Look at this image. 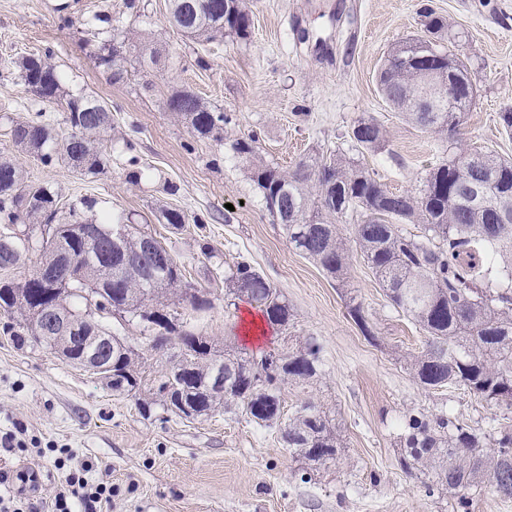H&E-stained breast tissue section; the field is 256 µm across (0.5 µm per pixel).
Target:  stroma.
<instances>
[{"label": "stroma", "mask_w": 512, "mask_h": 512, "mask_svg": "<svg viewBox=\"0 0 512 512\" xmlns=\"http://www.w3.org/2000/svg\"><path fill=\"white\" fill-rule=\"evenodd\" d=\"M170 0H0V150L12 147L10 120L67 130L62 107H35L13 62L51 51L73 95L92 93L112 110L109 163L86 176L65 163L45 165L25 153L16 160L29 180L63 198L85 195L88 218L118 212L146 225L185 270L186 289L207 292L191 310L185 292L169 301L183 330L209 337L218 349L260 355L283 337H314L320 371L282 387L285 412L306 402L334 416L344 441L336 462L306 472L281 438L244 414L216 411L185 420L149 392L120 394L96 375L62 361L48 348L0 332V431L22 429L39 447L0 455V470L27 471L20 485L26 512H48L60 491L57 448L94 462L91 477L112 484L96 512H458L453 495H429L423 475L399 466L401 420L409 413L448 411L473 426L512 430V412L454 386L425 390L406 366L424 333L388 301L359 252L349 255V288L291 248L273 223L236 140L255 137L259 158L288 170L303 158L342 154L373 172L388 189L416 188L448 158V141L405 121L384 99L379 72L393 47L425 32L423 8L446 18L451 44L469 67L473 103L461 125L462 148L512 158V135L498 114L512 107V0H253L249 39L197 42L168 22ZM99 11L156 48L154 64L126 62L112 82L93 55L98 38L80 18ZM72 25H64V17ZM189 90L229 124L201 136L165 103ZM363 117L385 130L382 145L358 151L352 129ZM194 216L182 229L160 221L162 209ZM247 261L287 299V333L265 328L256 303L230 300L224 273ZM355 290L372 328L364 336L346 305ZM109 333L146 353L147 375L168 365L152 349L141 318L103 316Z\"/></svg>", "instance_id": "1"}]
</instances>
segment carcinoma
Listing matches in <instances>:
<instances>
[{
  "label": "carcinoma",
  "mask_w": 512,
  "mask_h": 512,
  "mask_svg": "<svg viewBox=\"0 0 512 512\" xmlns=\"http://www.w3.org/2000/svg\"><path fill=\"white\" fill-rule=\"evenodd\" d=\"M181 32L193 40L212 41L226 35L246 39L250 35L249 0H171ZM79 23L103 35L94 57L114 82L125 77L123 53L140 48L131 33L112 24L105 13L84 17ZM456 70L453 97L437 95L433 111L422 112L417 99L426 70ZM17 67L27 91L39 101L66 106L68 132L33 121L15 120L10 130L17 133L13 147L39 159L43 164L61 160L72 168L95 174L110 155L104 136L112 129V112H88L98 99L90 94H65L64 85L51 54L22 57ZM385 99L403 118L425 130L444 134L454 144L464 111L472 102L468 68L460 58L427 40H413L388 56L379 74ZM167 109L184 119L200 135L220 133L228 122L222 112L208 108L194 93L180 90L167 101ZM365 150L378 148L383 129L372 118H362ZM256 137L238 140L233 149L247 165L252 181L260 190L265 208L276 224L284 226L289 245L312 260L328 275L346 284L348 248L338 219L357 215L353 243L386 290L394 306L426 333L425 346L408 356L416 383L424 389L459 386L500 408L512 410V159L491 152L461 149L448 162L433 167L414 192H393L365 169L342 155L314 157L300 161L285 174L265 165L256 155ZM315 185L317 193L309 191ZM482 187L483 203H474L476 187ZM59 196L45 185L34 183L10 154L0 152V223H52L60 213ZM93 206L86 196L68 202L70 220L59 223L72 238L76 256L85 253L83 239L95 237V226L121 224L123 218L110 213L97 219H82L78 212ZM161 217L176 229L199 219L179 209H164ZM401 224H416L421 234H406ZM146 232L127 230L121 245H112V262L122 249L137 247ZM11 246L0 245V268L18 263L29 249L28 240L10 236ZM156 263V256L144 252L138 263L112 275L99 260L91 280L105 282L112 304L120 306L144 287V279ZM67 275V268L54 267L34 272L20 282L0 280V308L16 311L21 320L7 322L3 330L22 343L36 342L39 322L30 318L33 308L58 305L79 321L84 329L99 326L95 316L79 313L73 301L90 288L73 281L67 289L55 285ZM182 270L171 260L167 282L154 293L161 320L151 331L164 336L173 329V319L161 299L182 283ZM228 295L260 303L264 322L279 330L288 329L293 314L288 301L251 264L241 261L224 276ZM348 312L369 338L373 337L357 296L350 295ZM204 341L192 333L180 335L179 355L193 360L190 369L170 383L172 394L204 406L214 402L205 392L209 366L197 361ZM112 363L107 385L116 392H137L143 386L155 388L157 379L139 376L132 382L125 371L138 367L135 353L115 343L105 354ZM224 362V409H240L260 426L280 422L284 416L281 383L308 381L318 372L320 345L308 340L288 348V355L270 352L260 357L227 356ZM405 455L402 470L428 478L426 491L468 492L489 482L498 496L512 498V432L502 430L494 443L486 434L465 422L441 414H410L404 423ZM287 445L309 465L325 466L337 459L343 441L329 413L305 403L288 416Z\"/></svg>",
  "instance_id": "cac0c4a2"
}]
</instances>
